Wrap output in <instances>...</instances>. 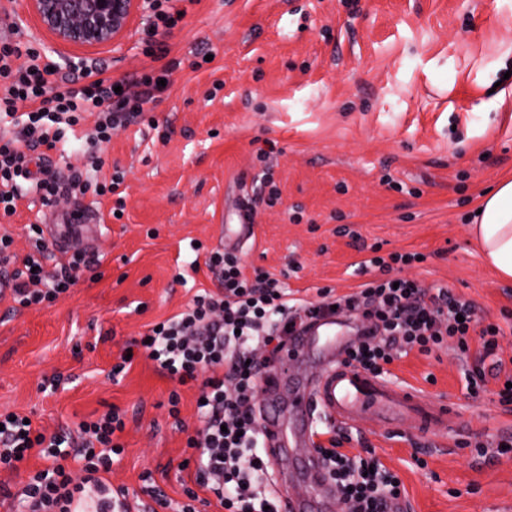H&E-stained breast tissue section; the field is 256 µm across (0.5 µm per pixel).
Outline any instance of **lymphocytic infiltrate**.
I'll list each match as a JSON object with an SVG mask.
<instances>
[{
    "label": "lymphocytic infiltrate",
    "mask_w": 512,
    "mask_h": 512,
    "mask_svg": "<svg viewBox=\"0 0 512 512\" xmlns=\"http://www.w3.org/2000/svg\"><path fill=\"white\" fill-rule=\"evenodd\" d=\"M142 40L147 56L163 60L166 36L181 21L171 0H153ZM50 64L30 42L15 36L0 40V120L12 118V135L0 136V212L13 215L17 179L25 175L30 151L52 150L64 127L92 116L87 134L91 144L110 141L117 128L137 122L166 92L165 64L133 79L113 78L97 64L81 69L89 84L73 88L70 75L55 76ZM25 116H18V109ZM35 251L14 267L13 240L0 235V282L10 288L14 311L51 307L79 281V272L94 269L95 255L72 254L64 271H46L50 247L40 225L28 227ZM414 253H391L361 261L360 272L379 270L378 278L340 294L322 287L311 301L288 290L273 274L246 268L237 252L215 249L206 264L216 276V291L198 290L186 308L152 324L146 336L126 342L113 376L145 357L159 375L177 383L168 397V413L180 415L179 387H197L200 427L188 436L196 449L194 465L179 464L188 483L183 503H174L155 483L151 472L140 476L143 493L162 512H197L198 505L214 512H280L282 493L269 480L272 463L265 453L266 436L256 415L259 388L267 369L281 363L292 336L306 324L349 313L360 323V336L346 351V362L375 376L409 352L424 355L448 349L465 362L466 393L478 397L487 385L486 372L505 373L503 327L482 323L475 303L447 288H422L404 277V266L417 261ZM124 416L110 409L79 424L76 432L48 434L27 423L24 415L0 411V469L19 470L31 455L46 461L18 493L28 512H77L87 489L97 494L96 512H131L125 487H113L107 475L121 462L125 446L119 434ZM348 436L332 432L327 443L315 444L346 512H404L407 498L400 476L378 458L374 449L354 454L345 450Z\"/></svg>",
    "instance_id": "lymphocytic-infiltrate-1"
}]
</instances>
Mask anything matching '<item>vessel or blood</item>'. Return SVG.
I'll use <instances>...</instances> for the list:
<instances>
[{
    "label": "vessel or blood",
    "instance_id": "1",
    "mask_svg": "<svg viewBox=\"0 0 512 512\" xmlns=\"http://www.w3.org/2000/svg\"><path fill=\"white\" fill-rule=\"evenodd\" d=\"M46 228L51 238L66 247L88 245L100 231L99 219L91 211L78 212L74 217L49 215ZM313 336L323 339L322 361L304 384L291 393V413L306 418L319 411L343 426L363 420L388 427L408 420L427 432L435 430L446 418L445 407L423 406L414 391L346 364L342 345L334 337L322 336L317 328L313 329ZM259 422L269 436V450L280 463L287 457L290 440L307 436L306 428L289 430L280 411L267 406L260 409Z\"/></svg>",
    "mask_w": 512,
    "mask_h": 512
}]
</instances>
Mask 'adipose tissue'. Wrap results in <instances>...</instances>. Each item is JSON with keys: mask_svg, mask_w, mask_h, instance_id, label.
I'll list each match as a JSON object with an SVG mask.
<instances>
[{"mask_svg": "<svg viewBox=\"0 0 512 512\" xmlns=\"http://www.w3.org/2000/svg\"><path fill=\"white\" fill-rule=\"evenodd\" d=\"M479 214L470 231L487 264L504 279H512V179L481 196Z\"/></svg>", "mask_w": 512, "mask_h": 512, "instance_id": "adipose-tissue-1", "label": "adipose tissue"}]
</instances>
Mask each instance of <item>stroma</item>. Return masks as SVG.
I'll list each match as a JSON object with an SVG mask.
<instances>
[{
	"mask_svg": "<svg viewBox=\"0 0 512 512\" xmlns=\"http://www.w3.org/2000/svg\"><path fill=\"white\" fill-rule=\"evenodd\" d=\"M148 2L138 0L119 44L98 49L56 44L19 0L0 6L23 15L22 38L62 72L92 59L119 78L154 66L139 46ZM167 43L171 89L148 122L98 148L100 170L70 132L47 154L64 184L121 170L123 218L112 217L114 196L47 204L30 179L18 182L16 214L0 215V234L12 235L22 258L26 227L45 211H93L102 259L52 307L16 312L0 297V410L52 433L120 408L125 452L113 485L139 491L149 470L179 501L197 388L174 387L144 358L120 379L111 370L148 324L197 289L217 288L207 256L244 197L256 200L254 235L239 250L245 264L308 299L320 287L354 288L359 261L376 246L384 256L423 254L404 276L471 298L484 322L512 318V281L485 265L468 232L480 196L512 177V0H195ZM269 141L277 151L264 162L258 150ZM267 170L280 192L271 206ZM462 370L451 351H414L391 366L397 384L453 408L446 429L349 430L351 448L374 449L399 473L407 512H512V454L477 448L512 413L494 381L468 399ZM55 375L58 390L42 391ZM174 389L176 419L165 409Z\"/></svg>",
	"mask_w": 512,
	"mask_h": 512,
	"instance_id": "35a3bbf8",
	"label": "stroma"
}]
</instances>
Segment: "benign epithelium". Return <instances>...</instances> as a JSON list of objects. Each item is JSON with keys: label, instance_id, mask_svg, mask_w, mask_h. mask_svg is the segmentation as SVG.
<instances>
[{"label": "benign epithelium", "instance_id": "1", "mask_svg": "<svg viewBox=\"0 0 512 512\" xmlns=\"http://www.w3.org/2000/svg\"><path fill=\"white\" fill-rule=\"evenodd\" d=\"M135 0H24L40 29L61 44L110 46L130 22Z\"/></svg>", "mask_w": 512, "mask_h": 512}]
</instances>
